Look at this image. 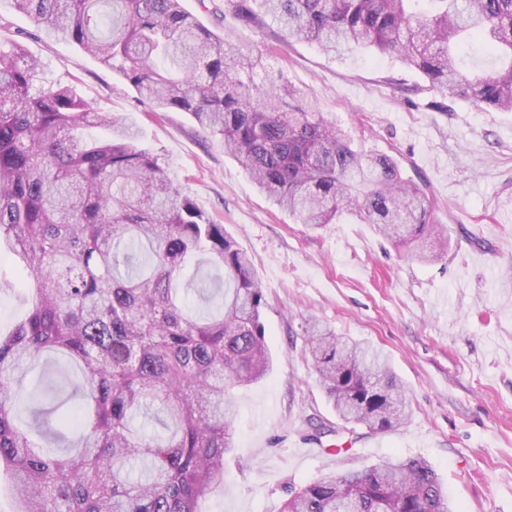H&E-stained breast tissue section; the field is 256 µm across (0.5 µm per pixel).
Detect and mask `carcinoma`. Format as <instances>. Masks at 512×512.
Wrapping results in <instances>:
<instances>
[{
	"label": "carcinoma",
	"instance_id": "carcinoma-1",
	"mask_svg": "<svg viewBox=\"0 0 512 512\" xmlns=\"http://www.w3.org/2000/svg\"><path fill=\"white\" fill-rule=\"evenodd\" d=\"M46 33L120 71L154 109L189 113L224 143L257 191L316 230L355 217L424 261L448 247L423 189L387 154L350 138L288 81H255L259 48L224 43L180 0H11ZM281 40L326 53L350 45L396 55L429 89L512 110V64L457 65L479 41L512 57V0H224ZM108 131L97 140L81 131ZM139 128L72 87L43 78L23 45L0 40V260L19 271L30 310L0 336V468L14 512H197L224 479L234 445L230 390L266 377L263 286L234 238L201 212ZM309 353L338 417L375 431L409 416L382 351L314 328ZM46 351L80 370L77 442L60 454L17 422L24 367ZM61 387L39 388L33 421ZM169 431L145 437L138 419ZM282 512H456L423 459L384 462L289 491Z\"/></svg>",
	"mask_w": 512,
	"mask_h": 512
}]
</instances>
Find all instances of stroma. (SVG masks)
I'll return each instance as SVG.
<instances>
[{"instance_id":"35a3bbf8","label":"stroma","mask_w":512,"mask_h":512,"mask_svg":"<svg viewBox=\"0 0 512 512\" xmlns=\"http://www.w3.org/2000/svg\"><path fill=\"white\" fill-rule=\"evenodd\" d=\"M181 4L229 44L266 46V77L303 89L307 106L354 144L393 157L448 227V254L435 262L349 218L307 229L271 207L188 113L154 112L119 71L0 0V38L21 43L47 79L136 123L139 147L224 226L265 287L273 369L234 392L235 446L202 512H281L289 489L417 458L432 464L461 512H512V112L429 91L392 55L282 46L275 26L240 21L224 0L205 12L198 0ZM314 319L388 356L410 407L404 424L374 432L337 418L307 351Z\"/></svg>"}]
</instances>
